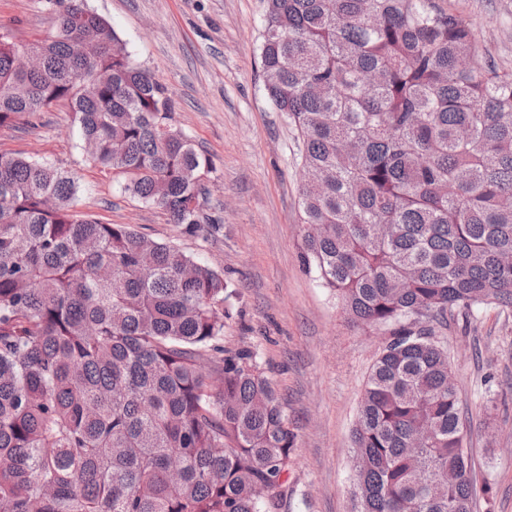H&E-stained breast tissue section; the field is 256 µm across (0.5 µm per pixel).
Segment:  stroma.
I'll use <instances>...</instances> for the list:
<instances>
[{"label":"stroma","instance_id":"1","mask_svg":"<svg viewBox=\"0 0 512 512\" xmlns=\"http://www.w3.org/2000/svg\"><path fill=\"white\" fill-rule=\"evenodd\" d=\"M125 42L132 60L167 87L173 122L211 164L209 213L193 234L160 208L125 193L121 176L95 166L68 104L0 128V152L21 153L74 173L76 211L126 224L223 272L226 303L219 350L257 353L296 434L280 512H357L352 429L383 330L350 322L335 295L305 269L300 253L298 134L269 101L259 55L266 0H87ZM457 15L490 60L512 68V0H457ZM0 27L15 41L50 36L48 0H0ZM468 409L478 483L490 485L474 512H512V310L474 312L445 336ZM494 397L497 410L486 416Z\"/></svg>","mask_w":512,"mask_h":512}]
</instances>
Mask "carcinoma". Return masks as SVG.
Here are the masks:
<instances>
[{
    "label": "carcinoma",
    "instance_id": "carcinoma-1",
    "mask_svg": "<svg viewBox=\"0 0 512 512\" xmlns=\"http://www.w3.org/2000/svg\"><path fill=\"white\" fill-rule=\"evenodd\" d=\"M14 67L0 127L67 102L90 159L195 231L209 161L166 89L84 0ZM265 89L302 139V262L385 328L353 431L359 512H473L448 317L512 308V70L436 0H267ZM77 177L0 153V512H278L296 435L224 335V275L78 215ZM454 471L458 479L448 483Z\"/></svg>",
    "mask_w": 512,
    "mask_h": 512
}]
</instances>
